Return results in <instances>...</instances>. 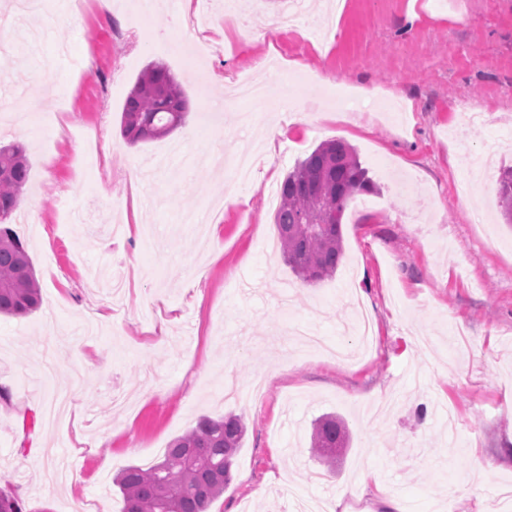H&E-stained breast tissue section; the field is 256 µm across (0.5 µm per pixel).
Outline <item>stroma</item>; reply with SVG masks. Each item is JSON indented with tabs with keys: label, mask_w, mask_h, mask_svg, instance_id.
<instances>
[{
	"label": "stroma",
	"mask_w": 512,
	"mask_h": 512,
	"mask_svg": "<svg viewBox=\"0 0 512 512\" xmlns=\"http://www.w3.org/2000/svg\"><path fill=\"white\" fill-rule=\"evenodd\" d=\"M209 0L224 38L199 53L186 27L157 38L166 11L138 23L131 5L78 9L43 0L36 43L27 24L0 54V103L27 107L48 87L46 114L67 113L68 133H35L0 114V143H23L30 165L20 217L10 228L41 288L36 312L0 318V488L30 512H121L113 477L160 461L204 416L234 413L246 433L232 478L212 512H294L283 485L331 501L353 487L345 512L401 498L408 512H497L512 486V225L496 203L512 166V0ZM256 33L244 41L242 22ZM141 24L138 44L126 31ZM166 29V28H165ZM302 61L288 126L252 177L211 167L260 141L239 125L244 102L227 99L238 75L270 85L281 62ZM165 63L189 100L181 132L132 147L123 104L150 62ZM375 89L337 113V88ZM221 107V122L201 115ZM354 147L375 184L343 218L345 257L335 276L302 283L277 248L276 207L285 174L318 144ZM180 147L152 177L142 224L156 235L110 233L137 197L127 165L147 168ZM236 192L244 203L224 205ZM112 318L93 339L89 314ZM302 320L352 351L312 352L288 335ZM167 321L162 349L136 346ZM264 379L261 402L224 396V377ZM333 414L349 442L328 470L310 450L312 425ZM370 483H363V475Z\"/></svg>",
	"instance_id": "1"
}]
</instances>
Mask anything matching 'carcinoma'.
I'll return each mask as SVG.
<instances>
[{
	"mask_svg": "<svg viewBox=\"0 0 512 512\" xmlns=\"http://www.w3.org/2000/svg\"><path fill=\"white\" fill-rule=\"evenodd\" d=\"M188 98L162 63L149 64L138 76L121 112L126 141L164 137L185 123ZM29 164L20 144L0 146V315L20 316L40 304V286L22 242L7 227L20 208ZM374 184L356 151L342 140L319 144L283 179L274 216L284 262L306 284L336 274L344 257L345 206ZM501 213L512 224V168L498 179ZM245 433L242 416L203 417L176 437L163 460L143 468L130 465L116 477L122 512H207L231 479L232 458ZM347 428L333 415L313 424L311 448L331 467L329 448H344ZM0 512H28L14 491L0 489Z\"/></svg>",
	"mask_w": 512,
	"mask_h": 512,
	"instance_id": "cac0c4a2",
	"label": "carcinoma"
}]
</instances>
